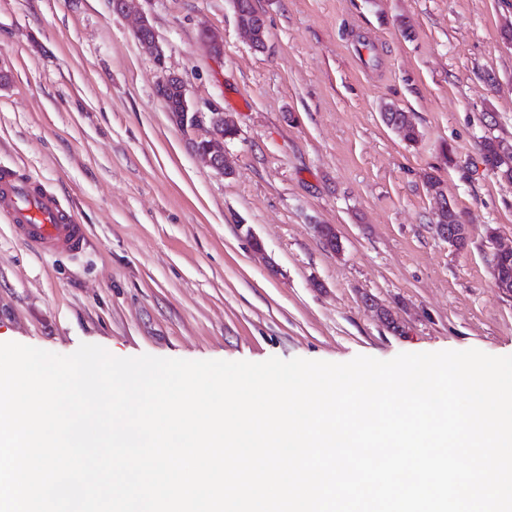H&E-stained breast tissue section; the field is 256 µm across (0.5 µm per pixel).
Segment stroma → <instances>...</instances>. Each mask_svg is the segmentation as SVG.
<instances>
[{
  "mask_svg": "<svg viewBox=\"0 0 512 512\" xmlns=\"http://www.w3.org/2000/svg\"><path fill=\"white\" fill-rule=\"evenodd\" d=\"M255 5L261 51L229 0H135L124 14L112 0H0V169L54 194L86 238L45 255L0 219V342L251 362L512 355V294L492 264L512 247V183L480 151L512 142V0ZM142 14L194 105L235 124L228 174L155 96ZM388 104L416 144L384 123ZM435 181L463 248L436 232Z\"/></svg>",
  "mask_w": 512,
  "mask_h": 512,
  "instance_id": "stroma-1",
  "label": "stroma"
}]
</instances>
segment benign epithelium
Returning a JSON list of instances; mask_svg holds the SVG:
<instances>
[{
  "label": "benign epithelium",
  "instance_id": "benign-epithelium-1",
  "mask_svg": "<svg viewBox=\"0 0 512 512\" xmlns=\"http://www.w3.org/2000/svg\"><path fill=\"white\" fill-rule=\"evenodd\" d=\"M236 17L238 29L245 35L251 47L261 50L266 43V29L261 21L262 15H251L241 6L240 0H230ZM135 34L138 42L148 49L153 56L156 66L163 71L162 77L155 86V95L160 101H165L164 93L173 85H180V104L174 111H168L171 122L190 134L204 130L202 137L190 139L191 147L196 156L220 174L227 173L224 158V141L236 136L234 124L224 118V112L214 110L210 113L201 112L194 107L187 93L182 77L166 72L165 52L159 44L153 26L147 17L140 18Z\"/></svg>",
  "mask_w": 512,
  "mask_h": 512
}]
</instances>
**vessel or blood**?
<instances>
[{
    "mask_svg": "<svg viewBox=\"0 0 512 512\" xmlns=\"http://www.w3.org/2000/svg\"><path fill=\"white\" fill-rule=\"evenodd\" d=\"M0 215L42 253L75 254L84 246L81 226L58 199L8 170L0 171Z\"/></svg>",
    "mask_w": 512,
    "mask_h": 512,
    "instance_id": "b4317fda",
    "label": "vessel or blood"
}]
</instances>
